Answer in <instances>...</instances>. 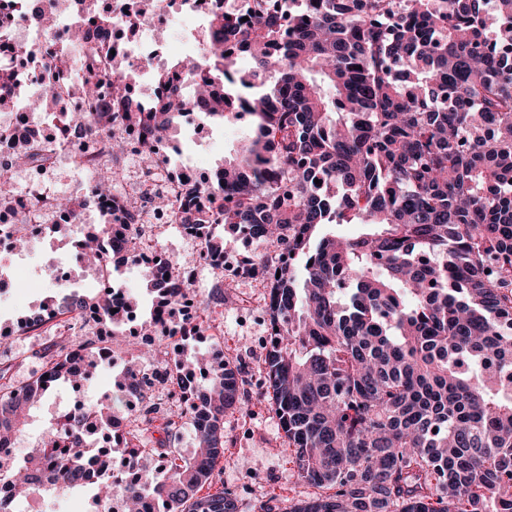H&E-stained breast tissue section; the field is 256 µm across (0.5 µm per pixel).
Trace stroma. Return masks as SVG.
<instances>
[{
	"instance_id": "stroma-1",
	"label": "stroma",
	"mask_w": 512,
	"mask_h": 512,
	"mask_svg": "<svg viewBox=\"0 0 512 512\" xmlns=\"http://www.w3.org/2000/svg\"><path fill=\"white\" fill-rule=\"evenodd\" d=\"M249 131L247 121L232 117L222 121L192 120L182 124L174 136L168 155L172 163L189 159L210 172L230 157ZM96 210L86 211L82 223L73 225L67 235L43 231L36 239V250L19 260L17 292L11 299L0 301V318L14 319L19 312L36 307L46 296L58 293L59 288L49 273L52 267L71 268L73 279L82 293L96 296L97 277L94 271L75 263L72 253L74 240L83 236L87 226L98 223ZM159 251L180 267L191 270L192 289L200 301H206L217 283H225L223 305L208 309L211 328L198 339L196 346L204 351L222 345L225 354L234 358L240 367L239 380L245 391L242 409L224 415V458L215 471V487L233 493L240 512H262L265 505L287 507L289 502L311 496L313 487L297 475L294 452L289 448L276 415L271 411L263 386L265 352L257 348L256 340L265 333L261 319L243 316L238 303L253 299L256 290L252 283L233 279L231 273L216 275L197 255L187 250L180 230L164 225L155 231ZM106 325L86 321L75 323L60 317L34 334L18 335L7 351H0V367L9 369L17 381L29 379L37 370L35 352L56 341L76 345L106 332ZM112 373L100 371L91 384L81 390L60 391L43 406L40 419L29 424L19 439L28 445L31 438L42 434L58 403H73L76 399L100 400L112 396Z\"/></svg>"
}]
</instances>
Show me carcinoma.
Instances as JSON below:
<instances>
[{"label":"carcinoma","instance_id":"cac0c4a2","mask_svg":"<svg viewBox=\"0 0 512 512\" xmlns=\"http://www.w3.org/2000/svg\"><path fill=\"white\" fill-rule=\"evenodd\" d=\"M144 0H59L95 21L55 38L52 67L69 66L68 44L95 62L83 87L96 151L77 146L78 164L109 172L128 151L114 132L142 131L169 140L190 113L249 121L250 136L205 187L219 211H182V224L232 219L261 243L288 251L272 278L267 309L278 328L265 357L271 410L295 448L298 477L319 492L284 512H512V0H272L242 21L212 13L201 34L210 58L187 55L159 70L169 96L144 106L132 70L114 58L112 13L126 30L140 25ZM207 72L192 95L176 75ZM11 66L0 64V112L21 99L54 118L68 102L47 81L36 100ZM50 148L30 140L0 163V192L15 171L44 169ZM320 183H315V180ZM355 224L346 237L323 225ZM33 225L21 217L10 236L18 248ZM112 219L84 234L95 264L108 253ZM146 290L158 315L174 318L178 289L151 271ZM112 295L53 296L7 321L0 338L27 334L56 314L118 325ZM162 358L127 350L115 394L135 396L125 416L110 402L72 407L62 430L49 426L22 460L0 458V483L15 512L30 497L92 486L95 512L122 496L121 512H142L161 495L168 512H239L231 493L212 487L224 458V412L243 402L239 369L224 353L190 345L200 329L187 322ZM103 340L44 353L23 385L0 368V450L59 388L78 391L104 366ZM207 369L183 389L196 404L183 410L155 400L156 386L180 372ZM202 444L186 455L185 430ZM159 437H154V434ZM156 459L162 469L152 470ZM121 461L134 472L125 479ZM52 473L43 477L42 464Z\"/></svg>","mask_w":512,"mask_h":512}]
</instances>
